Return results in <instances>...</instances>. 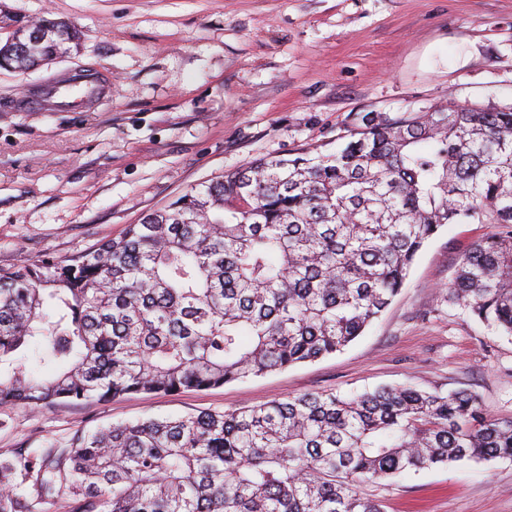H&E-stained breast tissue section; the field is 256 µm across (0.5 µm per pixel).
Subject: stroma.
Listing matches in <instances>:
<instances>
[{
	"label": "stroma",
	"mask_w": 512,
	"mask_h": 512,
	"mask_svg": "<svg viewBox=\"0 0 512 512\" xmlns=\"http://www.w3.org/2000/svg\"><path fill=\"white\" fill-rule=\"evenodd\" d=\"M75 24L78 52L0 68V269L78 256L195 185L270 156L330 152L366 112L512 107V0H5ZM77 70L109 76L89 107L28 110ZM490 224H449L383 315L343 351L207 390L0 406V458L78 430L228 412L314 391L468 390L512 420V335L448 301ZM384 512H512V460L432 466L360 485Z\"/></svg>",
	"instance_id": "35a3bbf8"
}]
</instances>
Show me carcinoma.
I'll list each match as a JSON object with an SVG mask.
<instances>
[{
	"label": "carcinoma",
	"mask_w": 512,
	"mask_h": 512,
	"mask_svg": "<svg viewBox=\"0 0 512 512\" xmlns=\"http://www.w3.org/2000/svg\"><path fill=\"white\" fill-rule=\"evenodd\" d=\"M0 22L18 35L0 67L78 50L70 23L2 4ZM474 222L496 231L460 257L448 301L512 334V108L367 112L333 153L258 159L76 257L0 270V406L173 395L315 361L385 311L440 228ZM32 348L36 375L19 365ZM494 458L512 459V421L471 392H309L19 448L0 458V512H383L360 484Z\"/></svg>",
	"instance_id": "1"
}]
</instances>
